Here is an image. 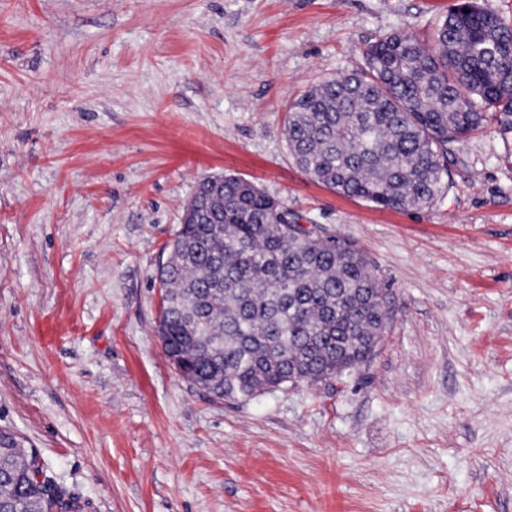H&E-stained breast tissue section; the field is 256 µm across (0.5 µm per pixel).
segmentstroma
I'll return each mask as SVG.
<instances>
[{
    "mask_svg": "<svg viewBox=\"0 0 512 512\" xmlns=\"http://www.w3.org/2000/svg\"><path fill=\"white\" fill-rule=\"evenodd\" d=\"M455 0H0V428L87 512H512V132L430 206L338 194L289 104ZM355 241L391 320L326 384L213 402L156 333L206 176Z\"/></svg>",
    "mask_w": 512,
    "mask_h": 512,
    "instance_id": "1",
    "label": "stroma"
}]
</instances>
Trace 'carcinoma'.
<instances>
[{
    "label": "carcinoma",
    "instance_id": "1",
    "mask_svg": "<svg viewBox=\"0 0 512 512\" xmlns=\"http://www.w3.org/2000/svg\"><path fill=\"white\" fill-rule=\"evenodd\" d=\"M367 69L336 75L288 107L295 160L338 193L420 209L448 187L452 144L497 123L512 131V25L479 0L448 10L427 45L389 34ZM194 195L160 267L158 335L170 364L210 400L249 401L292 380L340 379L388 327L386 295L361 248L288 218L231 173ZM0 453L3 512H84L36 448L10 430Z\"/></svg>",
    "mask_w": 512,
    "mask_h": 512
}]
</instances>
